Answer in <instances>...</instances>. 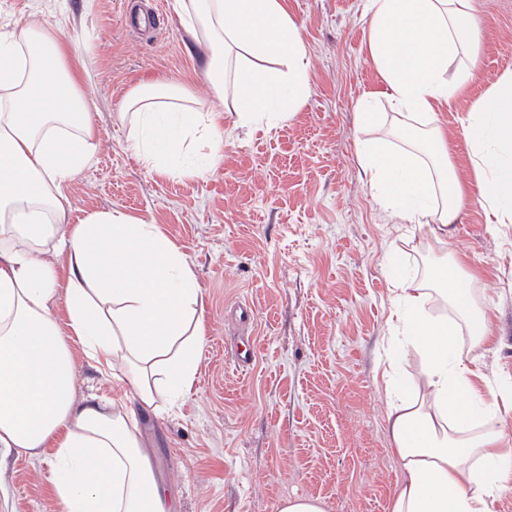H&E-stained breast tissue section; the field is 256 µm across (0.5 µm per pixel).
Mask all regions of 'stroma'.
<instances>
[{
	"label": "stroma",
	"mask_w": 512,
	"mask_h": 512,
	"mask_svg": "<svg viewBox=\"0 0 512 512\" xmlns=\"http://www.w3.org/2000/svg\"><path fill=\"white\" fill-rule=\"evenodd\" d=\"M173 0H0V32L60 25L87 62L98 144L64 188L67 213L124 211L159 225L186 254L204 297L197 381L169 412H138L155 474L180 512H278L314 497L326 512H387L401 473L384 423L382 371L391 277L425 278L445 249L480 278L497 338L481 357L512 390V224L466 204L447 245L404 241L359 176L354 112L379 89L367 56L364 0H288L302 26L309 94L283 124L225 126L216 166L168 177L143 167L118 112L144 79L211 89ZM481 95L512 72V0H478ZM153 10L132 30L125 12ZM250 306L243 318L241 306ZM77 391L107 399L120 385L72 344ZM50 455L0 457V512H59Z\"/></svg>",
	"instance_id": "1"
}]
</instances>
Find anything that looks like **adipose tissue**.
<instances>
[{
  "label": "adipose tissue",
  "instance_id": "obj_1",
  "mask_svg": "<svg viewBox=\"0 0 512 512\" xmlns=\"http://www.w3.org/2000/svg\"><path fill=\"white\" fill-rule=\"evenodd\" d=\"M212 89L204 105L181 85L144 80L121 106L133 152L171 177L210 171L224 122L259 128L291 119L310 66L288 0H175ZM475 0H366L367 53L379 89L355 112L360 175L406 237L446 242L470 198L488 223L512 224V73L491 83L462 120L471 178L449 159L439 115L469 97L479 67ZM86 72L60 28L18 25L0 36V449H52L60 512H175L152 469L135 407L176 405L196 377L203 299L183 251L158 225L119 210L65 223L62 186L91 156L95 129ZM386 100L397 143L373 110ZM66 277H59V269ZM393 282L391 339L421 360L407 392L385 378L386 431L401 479L388 512H490L512 489V402L485 395L469 351L491 344L492 313L477 306L456 255ZM449 316L433 315L435 299ZM64 303L68 322L54 308ZM123 388L76 399L70 340ZM490 429H482V422Z\"/></svg>",
  "mask_w": 512,
  "mask_h": 512
}]
</instances>
